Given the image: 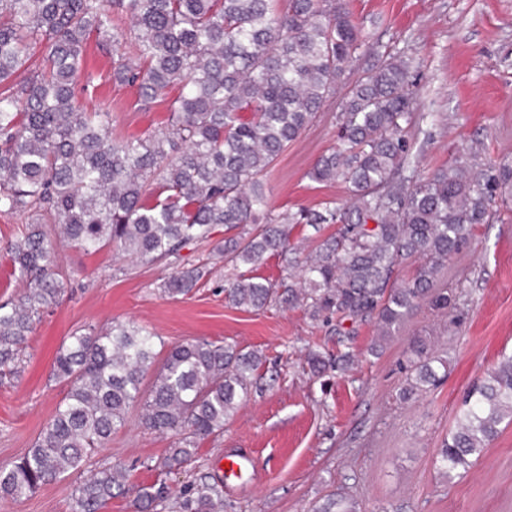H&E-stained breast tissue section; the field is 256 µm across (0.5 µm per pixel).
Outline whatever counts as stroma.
Returning <instances> with one entry per match:
<instances>
[{"mask_svg": "<svg viewBox=\"0 0 512 512\" xmlns=\"http://www.w3.org/2000/svg\"><path fill=\"white\" fill-rule=\"evenodd\" d=\"M380 52L413 61L409 92L420 115L413 161L426 174L464 157L477 168L512 164V0H347ZM85 109L112 105V127L128 137L164 129L167 106L140 108L135 89L112 82L117 55L110 37L91 36ZM337 105L320 112L269 171L278 213L343 204L342 184L313 181L308 171L336 143ZM64 291L34 324L17 372L0 379V460L27 453L66 394L49 377L53 358L77 330L134 322L159 336L163 348L196 339L223 340L263 351L266 363L222 434L200 445L188 470L166 476L181 487L200 473L219 483L224 512H311L336 492L360 512H512V424L463 477L435 468L464 395L502 356L512 353V199L495 198L488 223L442 266L435 286L453 301L448 311L422 301L390 336L375 319L313 318L302 306L260 312L232 308L224 296L226 267L187 296H164L168 268L136 263L113 248L87 254L58 241ZM421 340L447 360L438 387L409 399L410 345ZM350 354L340 368L316 375L309 354ZM170 437L145 429L131 410L92 465L130 467V492L104 512H133L132 489L153 484ZM228 455L253 462V474L225 482ZM78 482L71 473L26 499H0V512H70Z\"/></svg>", "mask_w": 512, "mask_h": 512, "instance_id": "1", "label": "stroma"}]
</instances>
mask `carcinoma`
<instances>
[{
	"label": "carcinoma",
	"mask_w": 512,
	"mask_h": 512,
	"mask_svg": "<svg viewBox=\"0 0 512 512\" xmlns=\"http://www.w3.org/2000/svg\"><path fill=\"white\" fill-rule=\"evenodd\" d=\"M131 21L129 37L114 24ZM131 40L112 80L136 88L149 109L167 103V126L144 138L112 133V107L88 111L75 86L90 36ZM367 46L345 0H0V215L31 223L8 246L22 295L0 304V368L14 373L40 314L63 290L56 245L46 226L88 253L113 247L141 263H166L169 298L190 294L207 264H177L192 244L235 273L224 287L245 312L301 305L314 318L373 317L395 330L434 287L439 269L485 224L496 189L512 187V165L477 170L459 160L431 175L405 174L412 144L409 62L378 57L345 94L336 146L309 176L341 183L343 207L273 213L265 175L336 96L357 50ZM336 224L313 254L291 243L297 225ZM277 257L298 271L270 281L238 273ZM414 265L396 283L395 269ZM406 399L436 385L447 361L415 340ZM266 356L233 343L192 340L159 357L155 336L130 323L74 331L55 354L53 378L67 387L54 416L20 459L0 462V498L18 501L69 472L79 474L71 512H101L128 488V469L92 466L89 457L140 406L141 424L174 438L162 467L195 461L205 439L249 397ZM149 384H144L145 378ZM512 422V354L467 395L436 464L463 475ZM224 512L222 490L198 475L182 490L165 480L136 489L135 512ZM314 512H358L330 494Z\"/></svg>",
	"instance_id": "cac0c4a2"
}]
</instances>
